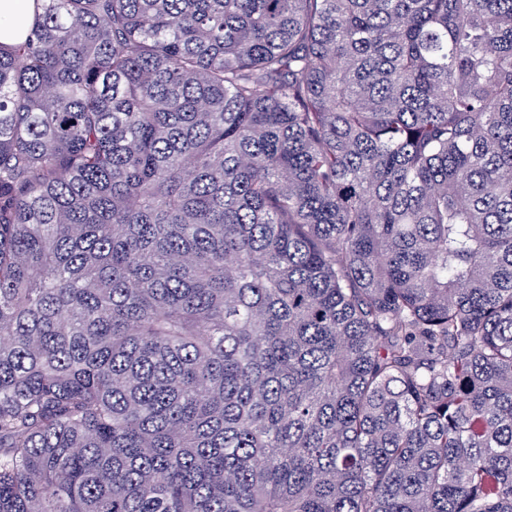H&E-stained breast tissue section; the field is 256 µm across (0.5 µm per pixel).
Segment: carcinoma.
Returning a JSON list of instances; mask_svg holds the SVG:
<instances>
[{
    "instance_id": "carcinoma-1",
    "label": "carcinoma",
    "mask_w": 512,
    "mask_h": 512,
    "mask_svg": "<svg viewBox=\"0 0 512 512\" xmlns=\"http://www.w3.org/2000/svg\"><path fill=\"white\" fill-rule=\"evenodd\" d=\"M34 2L0 512H512V0Z\"/></svg>"
}]
</instances>
